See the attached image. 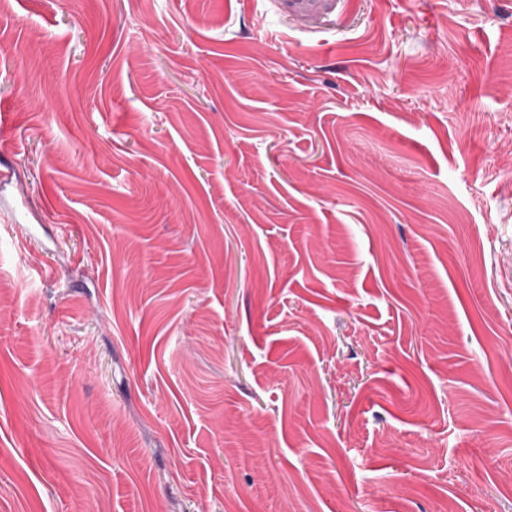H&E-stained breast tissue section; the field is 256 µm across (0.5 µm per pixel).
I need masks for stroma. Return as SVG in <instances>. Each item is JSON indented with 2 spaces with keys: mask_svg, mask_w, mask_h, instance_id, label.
<instances>
[{
  "mask_svg": "<svg viewBox=\"0 0 512 512\" xmlns=\"http://www.w3.org/2000/svg\"><path fill=\"white\" fill-rule=\"evenodd\" d=\"M0 512H512V0H0Z\"/></svg>",
  "mask_w": 512,
  "mask_h": 512,
  "instance_id": "35a3bbf8",
  "label": "stroma"
}]
</instances>
